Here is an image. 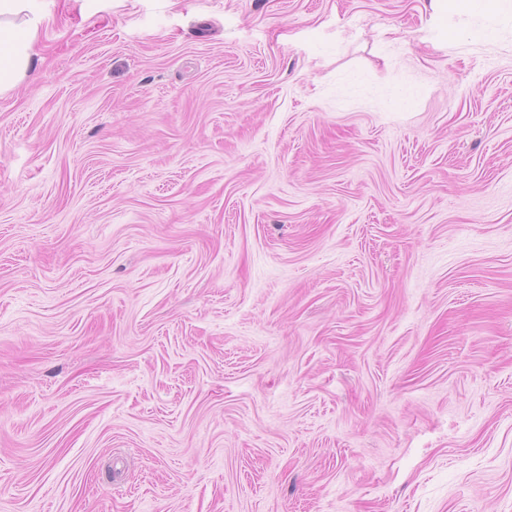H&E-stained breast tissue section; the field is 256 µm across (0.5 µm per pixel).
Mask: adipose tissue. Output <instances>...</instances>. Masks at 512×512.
Listing matches in <instances>:
<instances>
[{
    "label": "adipose tissue",
    "mask_w": 512,
    "mask_h": 512,
    "mask_svg": "<svg viewBox=\"0 0 512 512\" xmlns=\"http://www.w3.org/2000/svg\"><path fill=\"white\" fill-rule=\"evenodd\" d=\"M34 3L0 0V94L24 79L32 65V44L42 22Z\"/></svg>",
    "instance_id": "1"
}]
</instances>
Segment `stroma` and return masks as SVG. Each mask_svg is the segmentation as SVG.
I'll use <instances>...</instances> for the list:
<instances>
[{
	"mask_svg": "<svg viewBox=\"0 0 512 512\" xmlns=\"http://www.w3.org/2000/svg\"><path fill=\"white\" fill-rule=\"evenodd\" d=\"M430 3L39 0L0 512H512V0ZM500 0H432V8L436 15L448 13V3H452L460 11L480 14H492L498 9Z\"/></svg>",
	"mask_w": 512,
	"mask_h": 512,
	"instance_id": "obj_1",
	"label": "stroma"
}]
</instances>
